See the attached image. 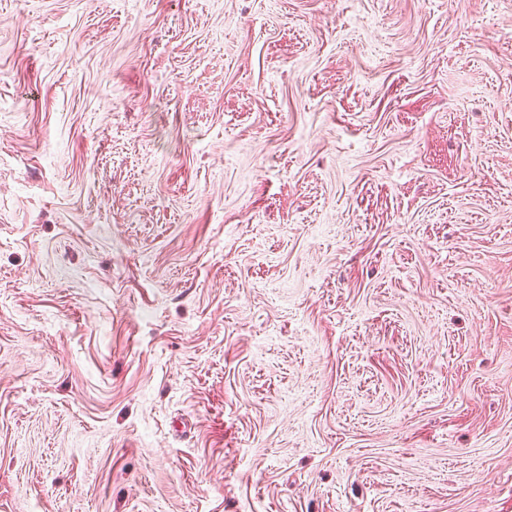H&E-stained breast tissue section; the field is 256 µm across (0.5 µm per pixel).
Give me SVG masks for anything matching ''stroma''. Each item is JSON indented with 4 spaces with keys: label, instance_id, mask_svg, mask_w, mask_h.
I'll return each instance as SVG.
<instances>
[{
    "label": "stroma",
    "instance_id": "1",
    "mask_svg": "<svg viewBox=\"0 0 512 512\" xmlns=\"http://www.w3.org/2000/svg\"><path fill=\"white\" fill-rule=\"evenodd\" d=\"M0 512H512V0H0Z\"/></svg>",
    "mask_w": 512,
    "mask_h": 512
}]
</instances>
